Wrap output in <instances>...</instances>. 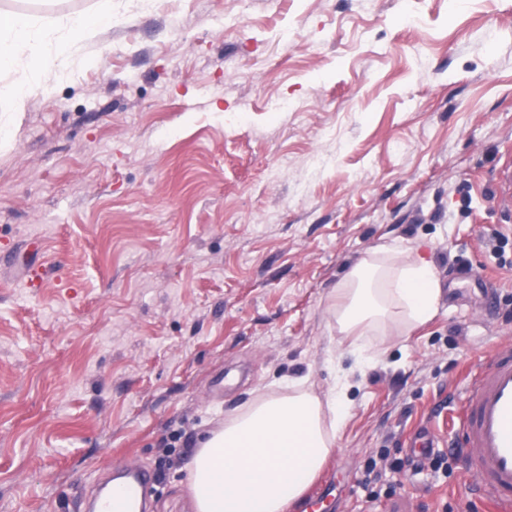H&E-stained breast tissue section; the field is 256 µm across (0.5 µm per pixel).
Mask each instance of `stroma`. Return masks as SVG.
Instances as JSON below:
<instances>
[{"label": "stroma", "instance_id": "1", "mask_svg": "<svg viewBox=\"0 0 512 512\" xmlns=\"http://www.w3.org/2000/svg\"><path fill=\"white\" fill-rule=\"evenodd\" d=\"M0 0L97 31L0 141V512H86L114 466L194 512L200 430L309 376L350 409L317 512H484L450 447L512 339V0ZM442 296L348 355L326 307L381 246ZM430 429L439 467L398 468ZM496 186L500 207L503 211L512 213V162L499 171Z\"/></svg>", "mask_w": 512, "mask_h": 512}]
</instances>
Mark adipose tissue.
<instances>
[{
  "label": "adipose tissue",
  "instance_id": "obj_1",
  "mask_svg": "<svg viewBox=\"0 0 512 512\" xmlns=\"http://www.w3.org/2000/svg\"><path fill=\"white\" fill-rule=\"evenodd\" d=\"M88 33L85 16L64 13L51 23L26 13L0 12V70L17 62L26 74L0 87V136L13 131L28 99L57 83L49 63L60 53L80 64ZM386 261L362 259L328 307L350 354L367 360L361 344L371 326L403 335L436 314L441 289L430 262L413 248L385 247ZM348 413L347 385L316 395L307 377L290 379L286 393L266 396L197 441L187 467L195 512H291L335 451Z\"/></svg>",
  "mask_w": 512,
  "mask_h": 512
}]
</instances>
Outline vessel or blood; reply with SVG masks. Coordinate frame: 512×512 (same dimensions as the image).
<instances>
[{
    "instance_id": "vessel-or-blood-1",
    "label": "vessel or blood",
    "mask_w": 512,
    "mask_h": 512,
    "mask_svg": "<svg viewBox=\"0 0 512 512\" xmlns=\"http://www.w3.org/2000/svg\"><path fill=\"white\" fill-rule=\"evenodd\" d=\"M496 186L500 207L512 213V162L499 171ZM456 446L474 476L472 490L489 512H512V342L497 345L477 367L460 411ZM155 480L152 471L126 468L111 492L94 500L93 512H145L138 492Z\"/></svg>"
}]
</instances>
